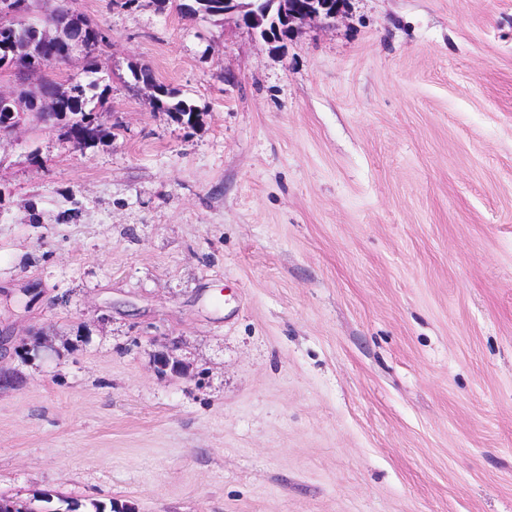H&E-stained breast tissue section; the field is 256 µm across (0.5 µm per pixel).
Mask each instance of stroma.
I'll return each mask as SVG.
<instances>
[{"label": "stroma", "mask_w": 512, "mask_h": 512, "mask_svg": "<svg viewBox=\"0 0 512 512\" xmlns=\"http://www.w3.org/2000/svg\"><path fill=\"white\" fill-rule=\"evenodd\" d=\"M73 7L109 37L113 136L0 143V494L512 512V0H349L278 47ZM158 88L160 96H156V101H152L154 109L158 110L156 112H169L179 122L191 127L195 123L193 115H199L195 106L186 100L176 99L177 93L163 84H159Z\"/></svg>", "instance_id": "35a3bbf8"}]
</instances>
